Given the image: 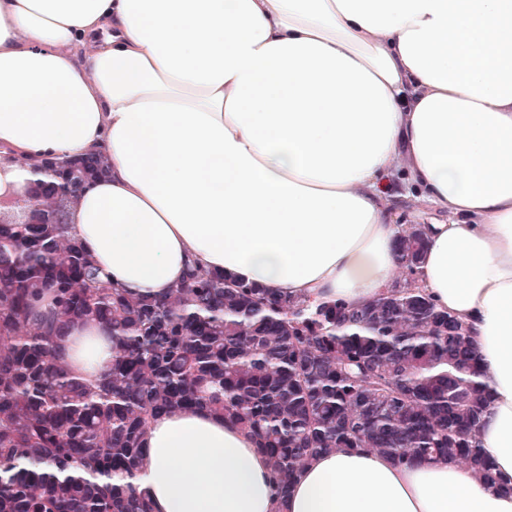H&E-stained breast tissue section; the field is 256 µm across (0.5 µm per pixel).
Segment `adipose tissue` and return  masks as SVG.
Wrapping results in <instances>:
<instances>
[{
    "mask_svg": "<svg viewBox=\"0 0 512 512\" xmlns=\"http://www.w3.org/2000/svg\"><path fill=\"white\" fill-rule=\"evenodd\" d=\"M105 155L70 208L113 284L178 287L188 261L301 300L363 302L399 272L397 168L446 211L415 279L470 327L491 388L485 486L445 461L309 459L277 501L266 458L201 410L156 416L154 512H512V0H0V194L41 159ZM61 352L112 361L105 325Z\"/></svg>",
    "mask_w": 512,
    "mask_h": 512,
    "instance_id": "adipose-tissue-1",
    "label": "adipose tissue"
}]
</instances>
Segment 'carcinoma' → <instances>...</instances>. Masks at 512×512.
Wrapping results in <instances>:
<instances>
[{
    "instance_id": "cac0c4a2",
    "label": "carcinoma",
    "mask_w": 512,
    "mask_h": 512,
    "mask_svg": "<svg viewBox=\"0 0 512 512\" xmlns=\"http://www.w3.org/2000/svg\"><path fill=\"white\" fill-rule=\"evenodd\" d=\"M102 154L68 160L73 192ZM0 219V512H153L135 484L151 420L201 409L249 433L283 497L304 463L366 448L400 464L444 460L496 487L477 435L490 387L468 327L417 286L424 236L398 240L400 277L360 305L311 303L196 264L162 295L118 288L70 233L67 202ZM105 323L112 363L76 377L62 329Z\"/></svg>"
}]
</instances>
